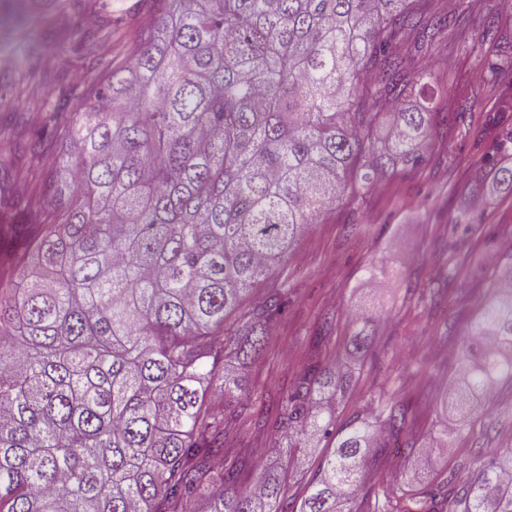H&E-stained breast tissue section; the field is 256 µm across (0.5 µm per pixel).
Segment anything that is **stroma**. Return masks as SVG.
Returning <instances> with one entry per match:
<instances>
[{"mask_svg": "<svg viewBox=\"0 0 512 512\" xmlns=\"http://www.w3.org/2000/svg\"><path fill=\"white\" fill-rule=\"evenodd\" d=\"M120 28L101 36L97 7L75 11L66 0H30L18 18L0 14V168L11 196L32 198L42 167L31 152L16 155V125L40 127L47 107L71 111L58 89L88 88L101 61L121 58L150 19L148 0H110ZM430 15L450 14L442 38L417 41L415 76L429 75L409 107L456 112L448 130L435 131L425 162L380 178L355 199L330 207L309 225L288 259L257 282L228 324L246 322L276 291L285 311L273 323L264 351L245 371L250 408L227 426L224 457L241 463L237 489L251 487L259 471L282 469L288 492L302 496L327 452L311 442L295 463L273 449L280 399L309 366L351 367V386L337 393L336 423L386 405L408 408L411 445L389 440L369 468L360 512H408L410 499L450 474L465 481L483 455L512 448V386L499 388L490 413H477L473 433L446 448L432 439L448 421L442 402L463 357L462 340L486 301L496 265L512 261L502 248L512 240V195L476 207L470 185L486 171L483 155L512 133V70L490 74L487 59L512 49V0H429ZM474 209L467 229L452 220ZM376 309L374 341L352 356L355 309Z\"/></svg>", "mask_w": 512, "mask_h": 512, "instance_id": "stroma-1", "label": "stroma"}]
</instances>
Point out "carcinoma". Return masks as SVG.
<instances>
[{"mask_svg": "<svg viewBox=\"0 0 512 512\" xmlns=\"http://www.w3.org/2000/svg\"><path fill=\"white\" fill-rule=\"evenodd\" d=\"M153 2L96 93L74 88V111L46 113L50 136L19 125L46 159L35 194L61 211L0 252V512H186L199 497L211 512H353L405 410L338 431L326 399L352 374L311 369L280 401L278 450L334 436L318 476L292 502L274 472L236 491L211 399L245 409L242 371L281 294L242 326L224 320L326 207L424 163L434 116L404 106L417 81L400 36L432 38L445 20L424 18V0ZM63 138L78 153L56 164ZM497 150L470 188L480 202L512 195V134ZM372 343L365 310L350 345ZM463 348L441 447L512 384V261ZM439 495L452 512H512V450L416 512Z\"/></svg>", "mask_w": 512, "mask_h": 512, "instance_id": "cac0c4a2", "label": "carcinoma"}]
</instances>
